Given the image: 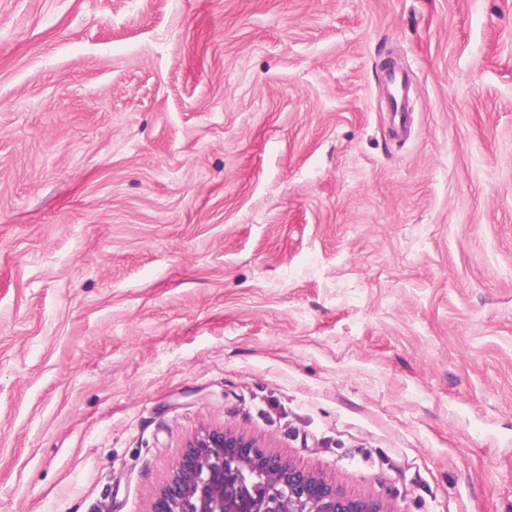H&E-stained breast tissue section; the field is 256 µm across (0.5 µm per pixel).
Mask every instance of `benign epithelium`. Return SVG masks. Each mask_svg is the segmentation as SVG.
Listing matches in <instances>:
<instances>
[{
    "mask_svg": "<svg viewBox=\"0 0 512 512\" xmlns=\"http://www.w3.org/2000/svg\"><path fill=\"white\" fill-rule=\"evenodd\" d=\"M152 512H390L350 497L257 442L212 429L191 440Z\"/></svg>",
    "mask_w": 512,
    "mask_h": 512,
    "instance_id": "benign-epithelium-1",
    "label": "benign epithelium"
}]
</instances>
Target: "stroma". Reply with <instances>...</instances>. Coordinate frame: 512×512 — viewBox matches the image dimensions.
Returning <instances> with one entry per match:
<instances>
[{
  "instance_id": "35a3bbf8",
  "label": "stroma",
  "mask_w": 512,
  "mask_h": 512,
  "mask_svg": "<svg viewBox=\"0 0 512 512\" xmlns=\"http://www.w3.org/2000/svg\"><path fill=\"white\" fill-rule=\"evenodd\" d=\"M222 428L512 512V0H0V512Z\"/></svg>"
}]
</instances>
